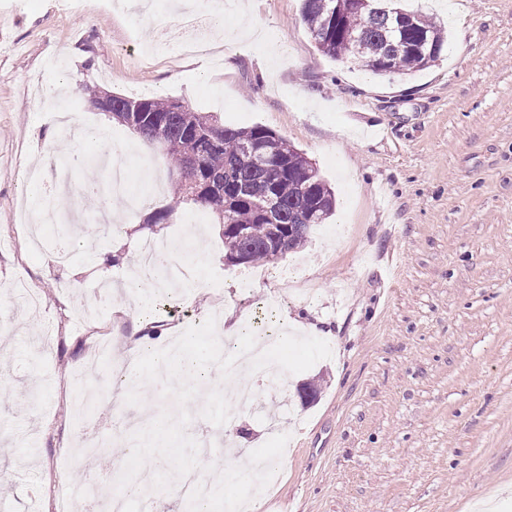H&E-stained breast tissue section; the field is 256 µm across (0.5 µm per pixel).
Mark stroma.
<instances>
[{
    "instance_id": "1",
    "label": "stroma",
    "mask_w": 512,
    "mask_h": 512,
    "mask_svg": "<svg viewBox=\"0 0 512 512\" xmlns=\"http://www.w3.org/2000/svg\"><path fill=\"white\" fill-rule=\"evenodd\" d=\"M0 0V512H55L68 483L84 478L80 431L112 436L114 420L151 421L174 400L114 407L106 387L87 414L70 384L112 331L113 354L129 339L145 351L223 311L235 310L258 336L315 324L331 358L269 381L248 374L257 399L233 406L230 439L192 400L189 434L214 441L201 464L223 468L248 459L271 436L290 439L277 483L261 512H512V0H421L444 23L448 51L412 75L378 76L353 61L317 50L300 19L299 0H254L251 18L233 5L213 24L212 41L251 27L231 63L219 55L179 53L184 34L171 0H151L150 14L88 5L97 25L60 13L54 0L24 9ZM171 50L152 51L158 25ZM183 72L174 83L171 73ZM43 77L90 130L78 143L79 167L63 178L107 179L93 158L101 145L131 143L143 165H131L133 190L154 188L152 206L170 204L172 183L157 146L112 122L87 99L91 89L173 99L224 125L266 127L316 164L335 192L336 208L306 245L252 269L224 261L220 225L192 223L193 208L171 223L146 224L147 209L127 214L113 197L121 233L102 227L83 207L73 230L83 244L67 264L49 258L64 235L46 228L35 248L15 228V199L51 194L49 184L18 178L56 131L54 106L34 97ZM193 237L203 274L221 288H142V303L104 301L101 259L113 286L126 280L138 245ZM289 272L282 280L281 272ZM32 283L41 312L12 301V284ZM315 380L319 393L302 404L297 390Z\"/></svg>"
}]
</instances>
